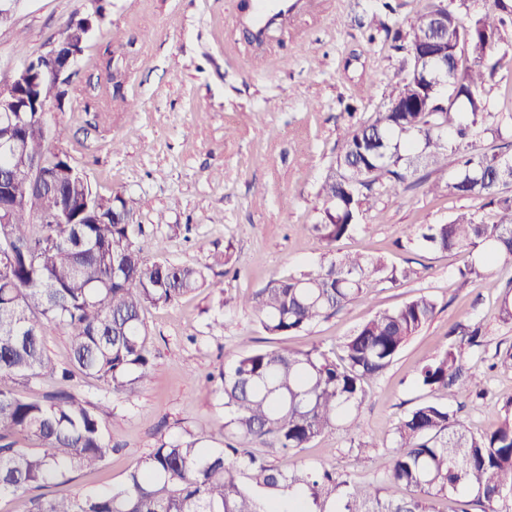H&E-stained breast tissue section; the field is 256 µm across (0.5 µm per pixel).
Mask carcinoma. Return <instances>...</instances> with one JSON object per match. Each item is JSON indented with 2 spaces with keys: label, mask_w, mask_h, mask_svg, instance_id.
Wrapping results in <instances>:
<instances>
[{
  "label": "carcinoma",
  "mask_w": 512,
  "mask_h": 512,
  "mask_svg": "<svg viewBox=\"0 0 512 512\" xmlns=\"http://www.w3.org/2000/svg\"><path fill=\"white\" fill-rule=\"evenodd\" d=\"M429 9L400 31L391 48L406 51L412 68L396 83L383 110L344 128L343 148L320 185L323 209L309 230L327 253L313 268L274 278L238 299L269 336H288L329 319L347 305L367 301L376 288L398 287L416 271L363 254L334 255L336 242L355 233L379 197L414 176L439 174L453 196H480L497 208L486 224L460 213L446 224L404 232L425 253L456 250L475 255L460 270L484 284L502 262H512V153H488L478 131L499 133L505 117L491 110L485 84L512 61L501 34L512 19V0H493L472 17L467 0H428ZM103 6L85 15L82 34L66 26L62 38L78 47L101 27ZM448 17V72L430 90V70L417 65L416 41L430 18ZM66 91L32 75L22 89L30 111L0 116V135L19 136L27 155L0 153V173L22 187L11 223L0 224V497L30 495L28 512H439L435 503L462 494L481 512H512V399L488 430L474 433L448 406L425 399L393 429L394 451L381 483L351 484L352 472L324 467L286 468L259 452L295 454L330 429L350 431L376 380L406 343L438 312L430 293L380 310L339 344V355L317 347L268 346L247 350L210 377L224 401V447L202 437L162 441L106 493L52 498L44 490L69 472L93 469L112 451L99 411L77 392L42 399L18 387L54 371L45 337L67 336L68 380L80 374L115 390H132L153 368L144 311L167 307L210 287L208 271L234 267L231 246L203 265L147 262L140 247L145 225L133 221L132 200L94 190L84 170L54 152L46 113L35 108L63 101ZM42 157L48 179L31 185L27 164ZM67 223L56 224L60 216ZM498 316L512 325V289L498 300ZM456 339L418 370L415 385L448 396L476 383L466 367L482 346L478 322L458 324Z\"/></svg>",
  "instance_id": "carcinoma-1"
}]
</instances>
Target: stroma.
Instances as JSON below:
<instances>
[{
    "instance_id": "obj_1",
    "label": "stroma",
    "mask_w": 512,
    "mask_h": 512,
    "mask_svg": "<svg viewBox=\"0 0 512 512\" xmlns=\"http://www.w3.org/2000/svg\"><path fill=\"white\" fill-rule=\"evenodd\" d=\"M241 2L102 0L104 24L74 67L63 108L47 113L53 143L94 187L104 195L125 193L135 202V222L160 228L164 253H157L151 234L140 241L147 260L201 264L229 245L239 270L232 278L214 269L210 287L146 311L153 370L134 392L93 378L71 382V390L104 409L115 450L99 469L59 479L57 494L112 490L160 441L188 431L223 447L224 407L208 374L248 346L336 350L376 311L396 308L421 291L436 297L439 312L371 382L355 432L331 430L296 456L271 450L268 458L344 470L356 434L376 451L353 468L355 482L381 481L395 424L424 397L413 384L417 368L448 343L452 325L470 318L486 330L484 345L469 357L484 399L473 405V392L466 390L453 398L439 391L436 400L480 432L512 398V370L488 369L496 352L512 347V326L499 322L496 303L512 282V265L498 266L491 284L481 286L458 276L471 254L394 245L403 231L446 223L459 212L495 222V210L478 196L435 192L424 182L381 197L358 232L336 249L380 256L397 267L415 263L417 277L375 289L369 302L351 304L308 332L270 336L249 310L223 305V298L253 292L320 260L325 247L308 230L323 206L318 188L341 148L345 124L378 112L401 76L405 56L391 49L388 31H408L426 4L306 0L257 49L251 31L232 24ZM94 8L93 0H22L11 22L0 27V79L47 52L75 14ZM252 50L264 56L269 72L245 60ZM117 65L125 81L119 99L110 80ZM130 101L139 105L137 116L126 108Z\"/></svg>"
}]
</instances>
